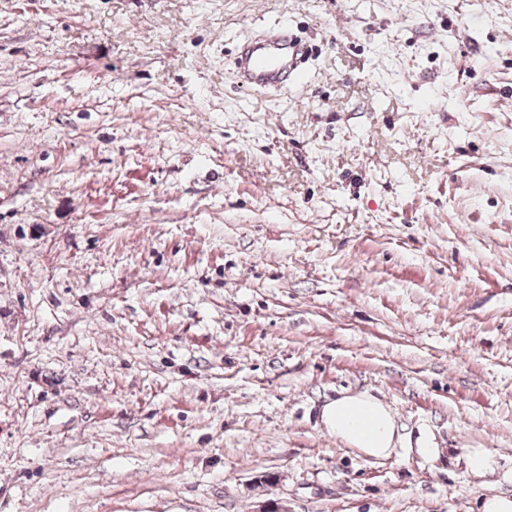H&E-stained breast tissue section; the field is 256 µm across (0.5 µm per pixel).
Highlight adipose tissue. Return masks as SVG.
I'll list each match as a JSON object with an SVG mask.
<instances>
[{
    "mask_svg": "<svg viewBox=\"0 0 512 512\" xmlns=\"http://www.w3.org/2000/svg\"><path fill=\"white\" fill-rule=\"evenodd\" d=\"M323 421L342 442L373 458L390 457L402 441L389 406L366 392L330 402L323 411Z\"/></svg>",
    "mask_w": 512,
    "mask_h": 512,
    "instance_id": "obj_1",
    "label": "adipose tissue"
}]
</instances>
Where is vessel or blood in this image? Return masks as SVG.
Wrapping results in <instances>:
<instances>
[{
	"instance_id": "vessel-or-blood-1",
	"label": "vessel or blood",
	"mask_w": 512,
	"mask_h": 512,
	"mask_svg": "<svg viewBox=\"0 0 512 512\" xmlns=\"http://www.w3.org/2000/svg\"><path fill=\"white\" fill-rule=\"evenodd\" d=\"M305 53V46L283 29L245 43L239 51V82L247 90L300 82L303 78L300 63Z\"/></svg>"
}]
</instances>
